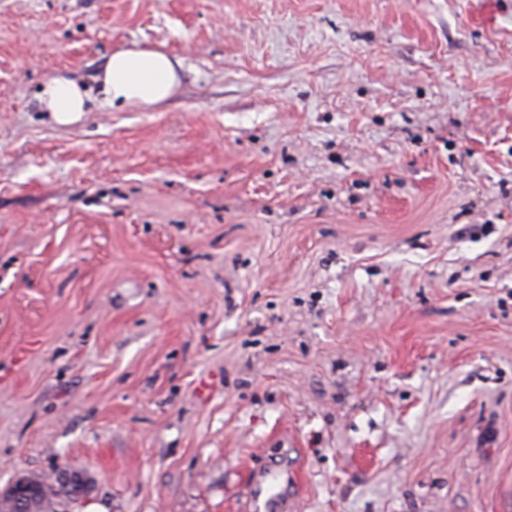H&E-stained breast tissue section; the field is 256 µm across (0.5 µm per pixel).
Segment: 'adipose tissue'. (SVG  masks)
<instances>
[{
    "label": "adipose tissue",
    "mask_w": 512,
    "mask_h": 512,
    "mask_svg": "<svg viewBox=\"0 0 512 512\" xmlns=\"http://www.w3.org/2000/svg\"><path fill=\"white\" fill-rule=\"evenodd\" d=\"M181 62L154 49L112 52L97 80L110 106H154L171 97L180 82ZM88 92L75 80L54 77L44 83L39 102L44 111L62 122L84 112Z\"/></svg>",
    "instance_id": "adipose-tissue-1"
}]
</instances>
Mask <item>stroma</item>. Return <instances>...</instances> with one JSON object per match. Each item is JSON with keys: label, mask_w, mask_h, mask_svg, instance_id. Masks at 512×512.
Returning a JSON list of instances; mask_svg holds the SVG:
<instances>
[{"label": "stroma", "mask_w": 512, "mask_h": 512, "mask_svg": "<svg viewBox=\"0 0 512 512\" xmlns=\"http://www.w3.org/2000/svg\"><path fill=\"white\" fill-rule=\"evenodd\" d=\"M0 0V490L512 512V0ZM120 48L182 61L110 107ZM90 90L61 124L38 95ZM181 61L154 49L112 52L97 76L104 102L114 106H154L173 95ZM62 482L69 484L70 482H74L77 486V490L75 491V496L79 497L82 492V484L78 477L70 475L66 473L65 471H58L54 478L48 483L45 482L40 477H28L30 481V484L38 487L40 489L41 499H40V507L31 512H56L55 509L56 505H59L60 502L63 500V495L66 493L64 492L59 479ZM29 482L25 480L24 478H18L16 481L12 483L13 490L8 497V499L3 500L1 498L0 500V511H13L10 507H5V504L10 505L14 502L16 498H19L21 495H27L29 492L27 491L29 487Z\"/></svg>", "instance_id": "1"}]
</instances>
